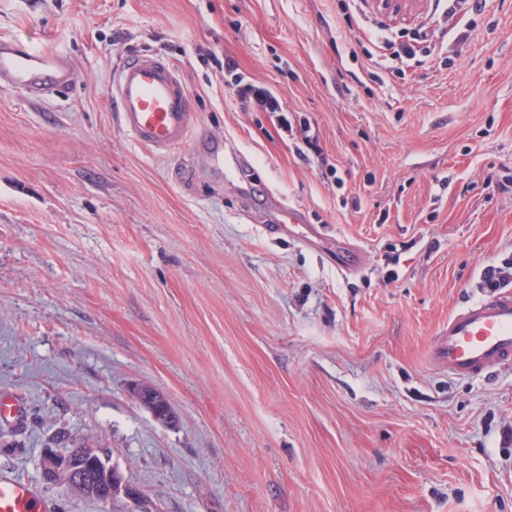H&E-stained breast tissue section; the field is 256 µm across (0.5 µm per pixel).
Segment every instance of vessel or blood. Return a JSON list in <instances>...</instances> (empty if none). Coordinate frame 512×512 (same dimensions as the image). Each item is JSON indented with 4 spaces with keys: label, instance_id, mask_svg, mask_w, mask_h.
I'll return each instance as SVG.
<instances>
[{
    "label": "vessel or blood",
    "instance_id": "obj_1",
    "mask_svg": "<svg viewBox=\"0 0 512 512\" xmlns=\"http://www.w3.org/2000/svg\"><path fill=\"white\" fill-rule=\"evenodd\" d=\"M66 55L15 38H0V82L39 97L63 91L73 80ZM112 96L123 129L141 146L165 153L183 144L194 116L173 64L153 54L122 63ZM451 374L478 377L512 362V288L465 304L448 317L433 348ZM0 512H56L53 500L31 482L0 474Z\"/></svg>",
    "mask_w": 512,
    "mask_h": 512
}]
</instances>
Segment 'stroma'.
<instances>
[{"instance_id": "obj_1", "label": "stroma", "mask_w": 512, "mask_h": 512, "mask_svg": "<svg viewBox=\"0 0 512 512\" xmlns=\"http://www.w3.org/2000/svg\"><path fill=\"white\" fill-rule=\"evenodd\" d=\"M431 14L0 0V37L78 73L48 98L0 85V395L24 407L0 421L1 473L40 483L63 428L97 436L158 512H512V364L464 378L429 357L483 268H512V0L442 23L434 68L370 77L378 25ZM142 51L175 64L194 113L171 153L112 103ZM237 78L315 123L321 155ZM339 237L361 271L326 260ZM232 86L235 87V93L240 99H253L272 112L282 111L280 102L276 98L270 97L266 90L255 87L249 83L242 84V80L237 81ZM139 388H143V392L141 394L139 393ZM133 396L135 399L137 398L136 401L138 400L142 404L146 400L152 404L159 406L161 408V416L163 417L164 420L167 419L169 416L171 417L169 422L162 420V423H171L173 419L175 422L176 414L174 408L172 404L168 401L167 397L161 392L157 391L151 386L141 384L133 388Z\"/></svg>"}]
</instances>
